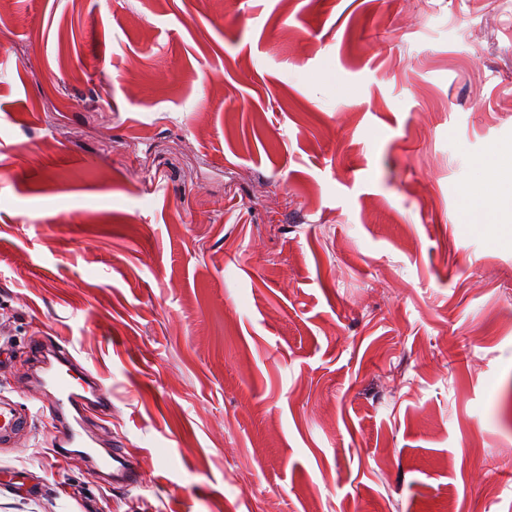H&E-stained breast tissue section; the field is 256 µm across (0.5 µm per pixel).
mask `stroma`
I'll return each instance as SVG.
<instances>
[{
    "label": "stroma",
    "instance_id": "1",
    "mask_svg": "<svg viewBox=\"0 0 512 512\" xmlns=\"http://www.w3.org/2000/svg\"><path fill=\"white\" fill-rule=\"evenodd\" d=\"M512 0H8L0 512H512ZM141 477L54 455L40 354ZM24 423L22 414L13 402L0 401V443H4L19 431Z\"/></svg>",
    "mask_w": 512,
    "mask_h": 512
}]
</instances>
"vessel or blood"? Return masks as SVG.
I'll use <instances>...</instances> for the list:
<instances>
[{
    "label": "vessel or blood",
    "instance_id": "b4317fda",
    "mask_svg": "<svg viewBox=\"0 0 512 512\" xmlns=\"http://www.w3.org/2000/svg\"><path fill=\"white\" fill-rule=\"evenodd\" d=\"M69 360L67 353L60 350L52 351L50 358L43 361L44 376L36 380L38 386H52L57 393L53 405V419L57 432L51 446L55 454L62 458L69 457L75 448L84 449L89 455L95 453V441L85 428L84 413L87 408L106 398L105 388L97 377H87L78 388L72 387L65 380L60 368L67 365ZM23 423V416L14 403L1 400L0 443L10 440L22 428ZM99 461L104 468L111 470L113 482H136L137 472L133 463L122 451L106 450L104 455L99 456Z\"/></svg>",
    "mask_w": 512,
    "mask_h": 512
}]
</instances>
